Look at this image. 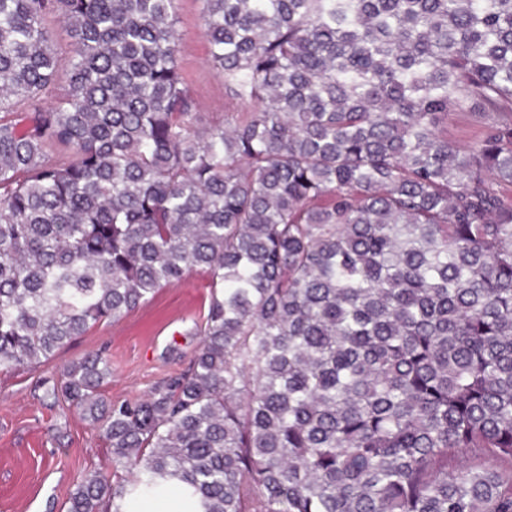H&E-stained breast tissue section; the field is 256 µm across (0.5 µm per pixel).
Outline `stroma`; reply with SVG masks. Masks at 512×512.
I'll list each match as a JSON object with an SVG mask.
<instances>
[{
    "instance_id": "stroma-1",
    "label": "stroma",
    "mask_w": 512,
    "mask_h": 512,
    "mask_svg": "<svg viewBox=\"0 0 512 512\" xmlns=\"http://www.w3.org/2000/svg\"><path fill=\"white\" fill-rule=\"evenodd\" d=\"M174 12L183 44L179 68L204 121L236 124L251 107L229 99L210 63L197 0H175ZM209 297L208 274L195 270L119 321L93 326L36 370L0 368V512H67L83 476H113L104 438L80 411L52 396L53 380L97 351L112 367L105 400L143 398L164 377L186 369L201 342Z\"/></svg>"
}]
</instances>
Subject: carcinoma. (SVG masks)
Returning a JSON list of instances; mask_svg holds the SVG:
<instances>
[{
  "instance_id": "cac0c4a2",
  "label": "carcinoma",
  "mask_w": 512,
  "mask_h": 512,
  "mask_svg": "<svg viewBox=\"0 0 512 512\" xmlns=\"http://www.w3.org/2000/svg\"><path fill=\"white\" fill-rule=\"evenodd\" d=\"M198 2L258 106L231 128L174 0H0V367L210 277L185 371L108 403L89 354L53 385L127 472L68 512L171 478L203 512H512V0ZM174 12L183 44L179 68L200 102L204 122L233 126L239 114L255 111L254 104H238L227 96L224 78L208 58L207 44L201 35L197 0H175ZM474 112H484L476 107L470 112H455L448 117V140L459 146H467L480 134V120L474 116Z\"/></svg>"
}]
</instances>
